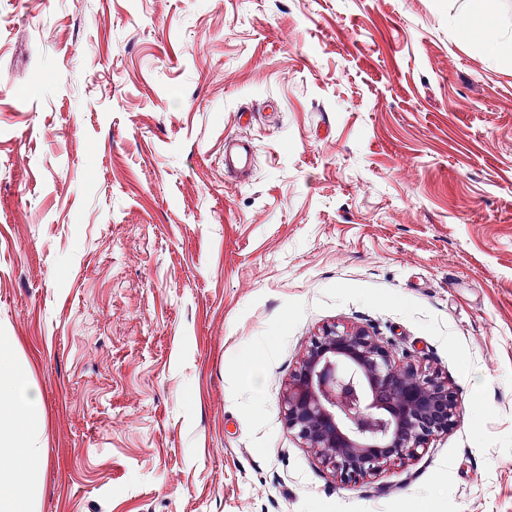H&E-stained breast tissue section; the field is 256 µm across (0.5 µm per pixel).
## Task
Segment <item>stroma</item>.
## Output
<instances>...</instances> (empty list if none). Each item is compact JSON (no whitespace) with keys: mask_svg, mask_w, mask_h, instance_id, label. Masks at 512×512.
Masks as SVG:
<instances>
[{"mask_svg":"<svg viewBox=\"0 0 512 512\" xmlns=\"http://www.w3.org/2000/svg\"><path fill=\"white\" fill-rule=\"evenodd\" d=\"M453 26L0 0V334L41 397L40 512H512V66ZM328 328L446 381L456 423L336 478L285 416ZM251 142L241 138H227L224 141V169L236 174L248 173L253 160Z\"/></svg>","mask_w":512,"mask_h":512,"instance_id":"stroma-1","label":"stroma"}]
</instances>
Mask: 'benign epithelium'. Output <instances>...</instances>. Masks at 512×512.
<instances>
[{
    "mask_svg": "<svg viewBox=\"0 0 512 512\" xmlns=\"http://www.w3.org/2000/svg\"><path fill=\"white\" fill-rule=\"evenodd\" d=\"M457 407L448 383L397 366L362 329L316 338L286 396L289 428L348 478L412 455L448 431Z\"/></svg>",
    "mask_w": 512,
    "mask_h": 512,
    "instance_id": "1",
    "label": "benign epithelium"
}]
</instances>
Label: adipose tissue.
I'll return each mask as SVG.
<instances>
[{"label":"adipose tissue","mask_w":512,"mask_h":512,"mask_svg":"<svg viewBox=\"0 0 512 512\" xmlns=\"http://www.w3.org/2000/svg\"><path fill=\"white\" fill-rule=\"evenodd\" d=\"M461 41L479 39L500 56L495 25L482 0L455 18ZM43 419L39 393L17 356L15 337L0 335V512H39L43 488Z\"/></svg>","instance_id":"1"}]
</instances>
